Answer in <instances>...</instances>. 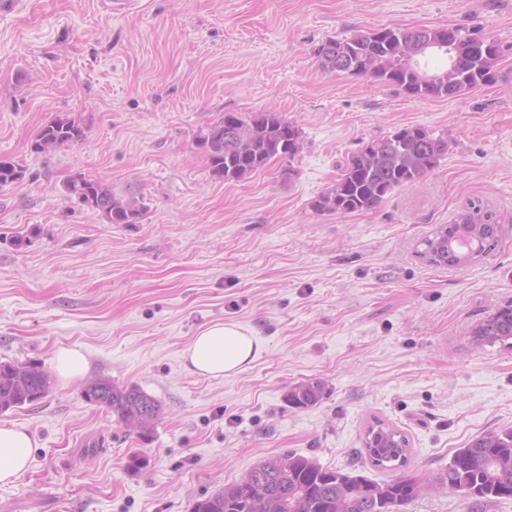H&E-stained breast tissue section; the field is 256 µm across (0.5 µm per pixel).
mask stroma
Instances as JSON below:
<instances>
[{"label": "stroma", "instance_id": "obj_1", "mask_svg": "<svg viewBox=\"0 0 512 512\" xmlns=\"http://www.w3.org/2000/svg\"><path fill=\"white\" fill-rule=\"evenodd\" d=\"M384 26L476 31L501 49L499 79L422 100L320 68L323 41ZM264 110L296 122L301 152L215 179L196 135ZM60 113L82 119L84 141L32 153ZM400 126L447 139L433 172L371 211L311 209L348 155ZM1 158L25 177L0 188V362L47 367L78 346L87 379L139 386L163 415L141 440L80 382L0 414L37 443L0 485V512H191L288 452L380 480L357 456L375 416L408 434L409 473L432 475L512 427V350L470 336L512 302V0H139L123 16L24 0L0 11ZM76 171L143 195L142 222L108 223L69 197ZM472 200L504 219L495 250L462 268L420 259L419 241ZM216 321L262 343L221 380L182 360ZM305 382L322 399L290 407ZM400 512H512V500L436 487ZM323 395V386L318 382L301 383L288 392V404L295 408H308L317 404Z\"/></svg>", "mask_w": 512, "mask_h": 512}]
</instances>
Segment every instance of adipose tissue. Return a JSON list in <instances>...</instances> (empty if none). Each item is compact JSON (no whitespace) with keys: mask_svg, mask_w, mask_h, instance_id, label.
<instances>
[{"mask_svg":"<svg viewBox=\"0 0 512 512\" xmlns=\"http://www.w3.org/2000/svg\"><path fill=\"white\" fill-rule=\"evenodd\" d=\"M261 344L244 327L214 323L195 336L183 352L187 371L210 379L236 375L255 361ZM36 446L25 428L0 424V484L14 482L28 467Z\"/></svg>","mask_w":512,"mask_h":512,"instance_id":"ef3b65f1","label":"adipose tissue"}]
</instances>
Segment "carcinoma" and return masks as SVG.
<instances>
[{
	"label": "carcinoma",
	"instance_id": "obj_1",
	"mask_svg": "<svg viewBox=\"0 0 512 512\" xmlns=\"http://www.w3.org/2000/svg\"><path fill=\"white\" fill-rule=\"evenodd\" d=\"M475 33L462 28L382 27L346 39H329L316 50L329 72L369 76L397 87L416 99L454 98L498 79L499 45L487 41L474 51ZM448 56V70L429 73L420 58L430 52ZM85 140L79 118L62 113L44 125L31 151L44 153ZM212 175L242 181L273 160L294 158L301 150V130L280 113L225 112L196 136ZM448 141L420 126H403L361 142L340 165L332 185L311 202L318 213L370 211L398 187L432 172ZM25 177L12 162L0 167V187ZM79 203L108 214L114 224H139L147 213L144 197L128 190L115 192L105 182L67 179L64 185ZM503 230L499 216L479 201L467 203L456 219L427 235L418 256L437 267L471 265L492 251ZM478 346L500 344L512 349V303L488 315L471 331ZM51 380L36 363L0 364V412L44 398ZM323 395L318 382L301 383L288 391V404L308 408ZM86 402L106 407L117 420L135 426L139 437H151L162 414L161 404L136 385L120 386L107 377L90 381ZM359 453L374 468L392 472L381 482L360 474L325 467L313 456L288 453L258 462L239 481L193 503L191 512H394L416 500L428 487L440 486L475 504L512 500V429L490 431L457 449L448 467L426 481L405 472L411 455L408 436L380 419L367 426Z\"/></svg>",
	"mask_w": 512,
	"mask_h": 512
}]
</instances>
